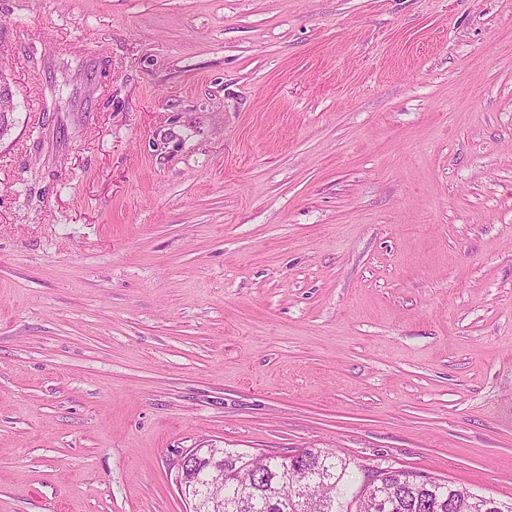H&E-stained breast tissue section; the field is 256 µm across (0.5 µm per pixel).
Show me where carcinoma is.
<instances>
[{
  "label": "carcinoma",
  "instance_id": "1",
  "mask_svg": "<svg viewBox=\"0 0 512 512\" xmlns=\"http://www.w3.org/2000/svg\"><path fill=\"white\" fill-rule=\"evenodd\" d=\"M302 467L289 471L288 459L271 458L247 463L243 454L224 453V504L228 512H300L295 504V485L315 480L324 473L330 482L313 491L311 512H345V475L348 465L327 449L302 452ZM414 472L385 470L376 474L388 484V499L372 497L362 512H452L451 502L466 505L464 512H512V503L502 504L480 497L446 480H413Z\"/></svg>",
  "mask_w": 512,
  "mask_h": 512
}]
</instances>
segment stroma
<instances>
[{"mask_svg": "<svg viewBox=\"0 0 512 512\" xmlns=\"http://www.w3.org/2000/svg\"><path fill=\"white\" fill-rule=\"evenodd\" d=\"M0 72V512L211 446L512 500V0H0ZM13 92L9 82L0 74V141L13 128L11 115L13 112Z\"/></svg>", "mask_w": 512, "mask_h": 512, "instance_id": "1", "label": "stroma"}]
</instances>
